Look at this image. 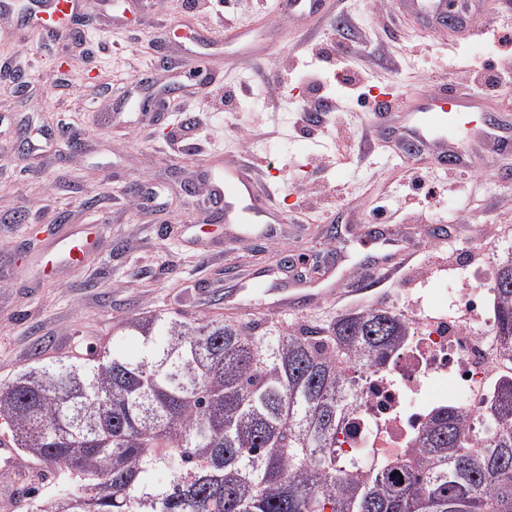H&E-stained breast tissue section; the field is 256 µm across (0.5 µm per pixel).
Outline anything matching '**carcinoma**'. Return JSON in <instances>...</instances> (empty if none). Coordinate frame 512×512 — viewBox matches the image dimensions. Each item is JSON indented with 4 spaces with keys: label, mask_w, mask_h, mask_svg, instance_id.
<instances>
[{
    "label": "carcinoma",
    "mask_w": 512,
    "mask_h": 512,
    "mask_svg": "<svg viewBox=\"0 0 512 512\" xmlns=\"http://www.w3.org/2000/svg\"><path fill=\"white\" fill-rule=\"evenodd\" d=\"M494 314L512 348V246L494 270ZM138 354L95 351L0 382L6 434L62 485L28 512H512V380L494 445L476 448L453 406L412 454L363 470L336 457L360 406L343 367L378 369L408 336L370 306L319 330L166 313L120 325Z\"/></svg>",
    "instance_id": "cac0c4a2"
}]
</instances>
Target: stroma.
<instances>
[{"label": "stroma", "instance_id": "stroma-1", "mask_svg": "<svg viewBox=\"0 0 512 512\" xmlns=\"http://www.w3.org/2000/svg\"><path fill=\"white\" fill-rule=\"evenodd\" d=\"M397 0H335L352 24L368 88L398 84L407 93L432 87L488 95L470 68L484 56L512 72V52L445 34L386 27ZM244 0H218L186 12L183 0H124L102 8L94 28L61 40L0 17V380L35 365L34 346L65 359L106 347L134 355L138 344L113 339L133 316L166 313L187 321L253 320L265 325L323 327L337 314L382 306L400 309L418 298L447 302L468 274L491 276L512 244V148L474 173L464 195L416 222L405 208L401 161L364 150L369 111L340 96L342 134L307 136L299 111L301 84H267L268 71L297 47V23L267 0L266 15L243 11ZM237 28L268 37L271 54L242 60L224 44L221 12ZM196 32L197 44L184 35ZM422 48L411 51L410 46ZM152 69L148 83L137 75ZM26 77L18 89L11 71ZM247 88L251 101L234 112L214 109L213 78ZM266 158L282 179L279 196L338 187L335 207L307 223L280 225L275 238L252 224L219 220L202 196L204 171L226 160ZM98 227L95 253L77 265L54 264V245ZM402 242L399 254L365 247L368 229ZM452 261L429 273L431 251ZM304 257L311 278L279 267L281 252ZM398 275H374L377 263ZM53 274H46L47 264ZM261 284L262 312L228 306L238 289ZM322 293L320 301L282 310V289Z\"/></svg>", "mask_w": 512, "mask_h": 512}]
</instances>
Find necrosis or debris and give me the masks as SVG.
Instances as JSON below:
<instances>
[{"label": "necrosis or debris", "instance_id": "4bbe7bcc", "mask_svg": "<svg viewBox=\"0 0 512 512\" xmlns=\"http://www.w3.org/2000/svg\"><path fill=\"white\" fill-rule=\"evenodd\" d=\"M487 293L485 281L472 275L451 305L404 310L407 343L383 369L356 377L363 407L339 436L341 457L358 463L367 456L386 462L406 455L416 448L429 412L444 404L463 412L472 444H492L495 386L512 376V355L500 343L494 318L478 327L467 320Z\"/></svg>", "mask_w": 512, "mask_h": 512}]
</instances>
